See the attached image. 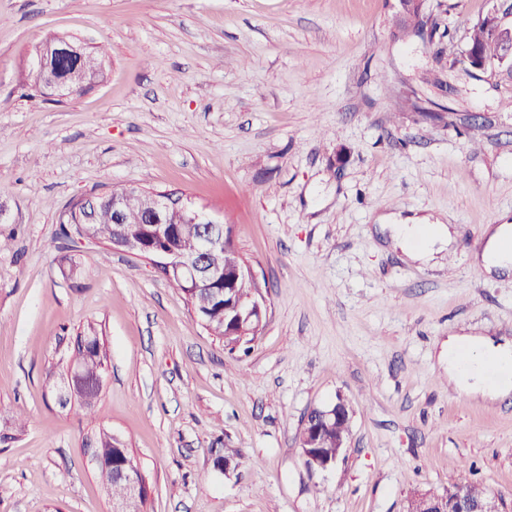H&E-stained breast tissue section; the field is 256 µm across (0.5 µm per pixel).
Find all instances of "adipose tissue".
I'll return each mask as SVG.
<instances>
[{"label":"adipose tissue","instance_id":"adipose-tissue-1","mask_svg":"<svg viewBox=\"0 0 512 512\" xmlns=\"http://www.w3.org/2000/svg\"><path fill=\"white\" fill-rule=\"evenodd\" d=\"M449 224L401 222L394 224L392 243L414 262L426 263L437 252L451 248ZM487 273L512 270V224L496 225L487 236L478 260ZM448 381L470 397L494 399L512 393V343L486 336H452L447 343Z\"/></svg>","mask_w":512,"mask_h":512}]
</instances>
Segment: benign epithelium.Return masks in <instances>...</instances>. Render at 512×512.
Masks as SVG:
<instances>
[{
  "label": "benign epithelium",
  "instance_id": "obj_1",
  "mask_svg": "<svg viewBox=\"0 0 512 512\" xmlns=\"http://www.w3.org/2000/svg\"><path fill=\"white\" fill-rule=\"evenodd\" d=\"M497 5L487 14L486 32L500 42L503 52L499 63L512 65V25L504 23L507 17L512 18V0H498ZM401 11L399 21L407 22L411 29H418L426 22L421 14L422 0H412L405 6V0H399ZM86 50L79 41H66L56 45L51 55L64 61L74 54ZM146 211V233L128 234L120 241H112V247L121 249L139 257L151 260L162 272L164 277L180 288H192L204 291L209 299H214L227 290L234 292V309L238 316L263 320L265 300L261 288L257 287L248 295L236 293V289L246 284H259L258 276L248 266L237 269L234 279L225 276L224 270V224L219 218L193 207L183 198L167 191H147L143 193ZM173 210L191 213L190 223L200 225L202 238L201 248L194 254L187 255L175 248L162 249L155 242L165 241L172 235L166 224L167 215ZM71 389L88 393L98 391L101 381L88 382L77 369L71 372ZM321 422L327 427L337 425L347 430L352 418V409L346 398L338 394L336 402L319 410ZM310 418H305L303 429L305 434L301 443L302 455L309 468L326 471L333 468L347 450V439H341L339 449L334 457H325L316 448V441L311 438L308 428ZM114 475L126 484L128 499L137 500L143 495V485L137 467L131 459L118 465ZM420 512H501L499 499L495 496H474L464 484L450 485L443 491L427 490L415 495Z\"/></svg>",
  "mask_w": 512,
  "mask_h": 512
}]
</instances>
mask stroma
Masks as SVG:
<instances>
[{
	"label": "stroma",
	"mask_w": 512,
	"mask_h": 512,
	"mask_svg": "<svg viewBox=\"0 0 512 512\" xmlns=\"http://www.w3.org/2000/svg\"><path fill=\"white\" fill-rule=\"evenodd\" d=\"M493 5L425 0L424 40L398 0H0V512H112L103 429L143 512H404L456 463L512 512V394L458 395L441 357L452 331L512 339V274L475 263L512 223V68L462 54ZM56 36L104 79L36 92ZM115 185L232 227L267 304L248 353L150 261L62 233L69 203ZM388 212L451 217V250L405 260ZM91 327L108 358L89 409L69 383ZM340 394L349 447L309 470L304 419ZM113 474L125 482L129 500H137L143 495V485L137 473V467L131 459L127 457L126 461L118 465V469Z\"/></svg>",
	"instance_id": "35a3bbf8"
}]
</instances>
